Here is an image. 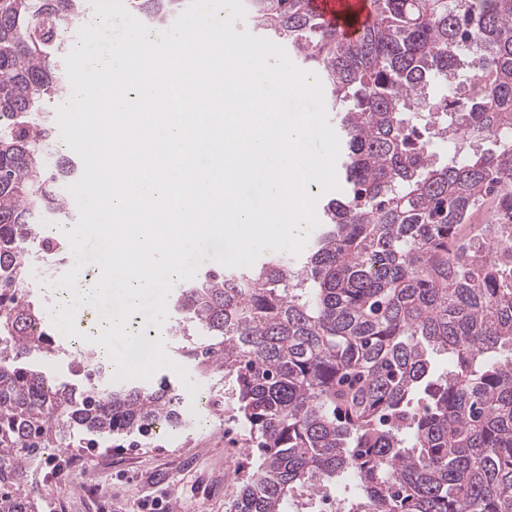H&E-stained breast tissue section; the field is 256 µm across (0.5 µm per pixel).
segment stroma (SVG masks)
<instances>
[{
	"mask_svg": "<svg viewBox=\"0 0 512 512\" xmlns=\"http://www.w3.org/2000/svg\"><path fill=\"white\" fill-rule=\"evenodd\" d=\"M188 426L145 442L115 438L58 448L28 472L41 512H140L159 497L168 512H227L247 461L243 428L224 408V376L190 372Z\"/></svg>",
	"mask_w": 512,
	"mask_h": 512,
	"instance_id": "obj_1",
	"label": "stroma"
}]
</instances>
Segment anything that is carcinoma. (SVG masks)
Wrapping results in <instances>:
<instances>
[{
	"mask_svg": "<svg viewBox=\"0 0 512 512\" xmlns=\"http://www.w3.org/2000/svg\"><path fill=\"white\" fill-rule=\"evenodd\" d=\"M347 42L309 0H244L255 28L322 82L345 192L296 268L271 253L177 290L178 357L229 382L257 451L230 512H512V0H368ZM189 0H127L164 25ZM86 0H0V512H40L25 460L72 435L185 425L164 377L112 386L93 354L71 381L22 285L66 216L47 162L66 87L61 33ZM448 370L437 373L434 356Z\"/></svg>",
	"mask_w": 512,
	"mask_h": 512,
	"instance_id": "cac0c4a2",
	"label": "carcinoma"
}]
</instances>
